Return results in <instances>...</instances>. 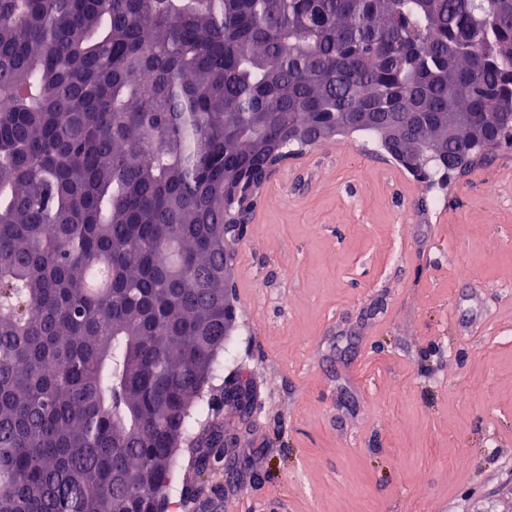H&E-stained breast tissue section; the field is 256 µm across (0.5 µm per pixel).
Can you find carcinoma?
Masks as SVG:
<instances>
[{"label": "carcinoma", "mask_w": 512, "mask_h": 512, "mask_svg": "<svg viewBox=\"0 0 512 512\" xmlns=\"http://www.w3.org/2000/svg\"><path fill=\"white\" fill-rule=\"evenodd\" d=\"M359 132L512 146V0H0V512H165L224 349V186Z\"/></svg>", "instance_id": "carcinoma-1"}]
</instances>
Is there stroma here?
Instances as JSON below:
<instances>
[{"label":"stroma","instance_id":"1","mask_svg":"<svg viewBox=\"0 0 512 512\" xmlns=\"http://www.w3.org/2000/svg\"><path fill=\"white\" fill-rule=\"evenodd\" d=\"M232 250L211 394L249 393L220 413L242 465L174 477L168 512H512V147L435 192L341 135L274 173Z\"/></svg>","mask_w":512,"mask_h":512}]
</instances>
